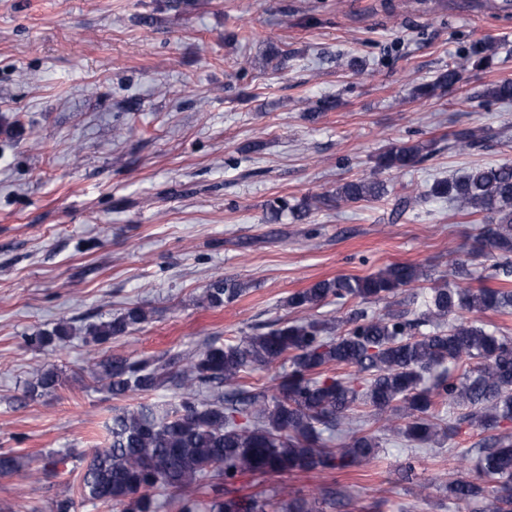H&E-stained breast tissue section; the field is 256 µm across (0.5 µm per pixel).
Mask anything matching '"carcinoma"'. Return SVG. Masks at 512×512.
I'll return each mask as SVG.
<instances>
[{"label":"carcinoma","mask_w":512,"mask_h":512,"mask_svg":"<svg viewBox=\"0 0 512 512\" xmlns=\"http://www.w3.org/2000/svg\"><path fill=\"white\" fill-rule=\"evenodd\" d=\"M463 65L418 89L429 97L460 81ZM481 139L474 130L453 135L451 147L464 151ZM430 150L402 143L378 154L374 171L310 197L293 207L304 217L341 204L377 201L387 194L381 174L417 167ZM428 195L448 200L457 213L481 217L482 237L470 255L499 254L493 276L505 285L473 288L471 271L461 262L450 280L414 294L417 318L385 306L372 315L360 311L340 330L312 315L326 300L378 304L430 276L417 264L391 263L364 277L318 280L294 292L285 306L302 317L270 325L233 343L208 341L202 349L177 356L108 357L93 373L106 382L114 399L146 397L133 407L114 410L103 443L81 458L78 485H68L50 512H78L85 503L119 512H157L156 492L174 493L177 512H324L336 493L276 499L260 491L238 495L228 486L245 475L294 472H351L381 448L380 436L361 427L367 415L378 430L403 436L419 448H432L459 435L463 426L485 433L486 446L457 453L461 475L443 484L458 500H484L482 512H512V336L490 330L475 319L487 311L512 315V165H477L462 176L433 183ZM250 284L219 277L201 303L218 308L246 294ZM151 312L133 305L117 316L86 327L84 341L105 345L128 336L150 320ZM71 339L58 322L27 338L39 348H57ZM280 364L273 394L247 383L248 375ZM353 370L329 376L330 369ZM55 368L40 371L25 390L29 398L57 389ZM171 391L163 407L147 400ZM464 407L465 413H456ZM340 436L339 447L331 437ZM30 470L26 458L0 452V478Z\"/></svg>","instance_id":"cac0c4a2"}]
</instances>
